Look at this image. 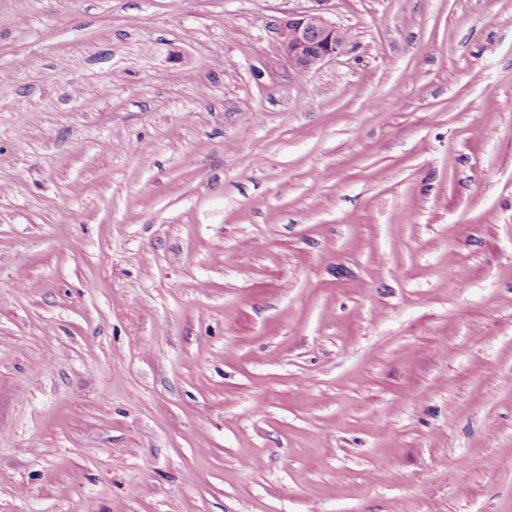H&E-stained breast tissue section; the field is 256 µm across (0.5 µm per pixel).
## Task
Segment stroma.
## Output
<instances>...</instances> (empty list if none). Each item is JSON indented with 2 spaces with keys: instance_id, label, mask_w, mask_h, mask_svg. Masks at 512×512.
Instances as JSON below:
<instances>
[{
  "instance_id": "1",
  "label": "stroma",
  "mask_w": 512,
  "mask_h": 512,
  "mask_svg": "<svg viewBox=\"0 0 512 512\" xmlns=\"http://www.w3.org/2000/svg\"><path fill=\"white\" fill-rule=\"evenodd\" d=\"M309 6L0 0V512H512V0ZM309 1L318 6L288 15L278 25L279 49L299 75L335 58L349 43L345 30L321 8L327 0Z\"/></svg>"
}]
</instances>
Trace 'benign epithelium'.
Instances as JSON below:
<instances>
[{"mask_svg":"<svg viewBox=\"0 0 512 512\" xmlns=\"http://www.w3.org/2000/svg\"><path fill=\"white\" fill-rule=\"evenodd\" d=\"M313 2L315 7L291 14L278 25L279 49L299 75L335 58L349 43L345 30L331 21L321 8L327 0Z\"/></svg>","mask_w":512,"mask_h":512,"instance_id":"benign-epithelium-1","label":"benign epithelium"}]
</instances>
